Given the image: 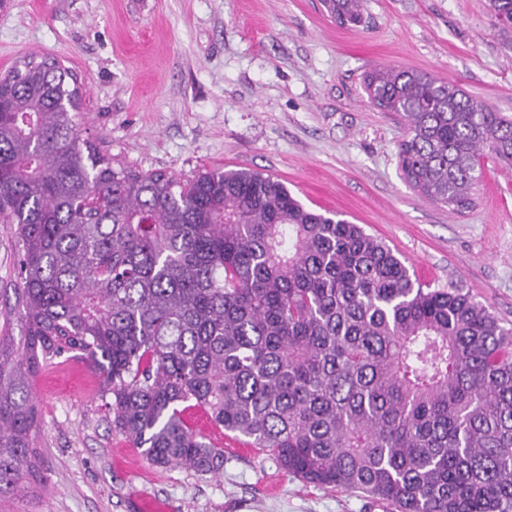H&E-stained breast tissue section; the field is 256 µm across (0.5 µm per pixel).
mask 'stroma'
<instances>
[{
  "instance_id": "obj_1",
  "label": "stroma",
  "mask_w": 512,
  "mask_h": 512,
  "mask_svg": "<svg viewBox=\"0 0 512 512\" xmlns=\"http://www.w3.org/2000/svg\"><path fill=\"white\" fill-rule=\"evenodd\" d=\"M363 14L343 27L321 0H0V73L56 58L77 77L83 137L112 156L180 180L214 166L273 175L512 325V167L483 155L472 207L449 212L406 182L402 124L362 88L373 66L398 65L512 113V41L489 0H363ZM32 395L44 483L0 512H138L145 497L172 512H386L302 483L198 408L187 417L223 449L220 474L151 465L74 352L47 363Z\"/></svg>"
}]
</instances>
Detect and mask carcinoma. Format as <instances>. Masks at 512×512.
<instances>
[{"label": "carcinoma", "instance_id": "obj_1", "mask_svg": "<svg viewBox=\"0 0 512 512\" xmlns=\"http://www.w3.org/2000/svg\"><path fill=\"white\" fill-rule=\"evenodd\" d=\"M339 22L361 0H322ZM502 32L512 0H490ZM407 182L458 213L512 114L432 75L377 65ZM77 77L30 56L0 76V223L18 245L19 338L0 336V499L43 484L31 396L79 351L112 425L157 467L215 475L224 449L185 412L281 468L391 512H512V327L461 288L421 282L382 240L306 208L260 172L142 171L80 135Z\"/></svg>", "mask_w": 512, "mask_h": 512}]
</instances>
